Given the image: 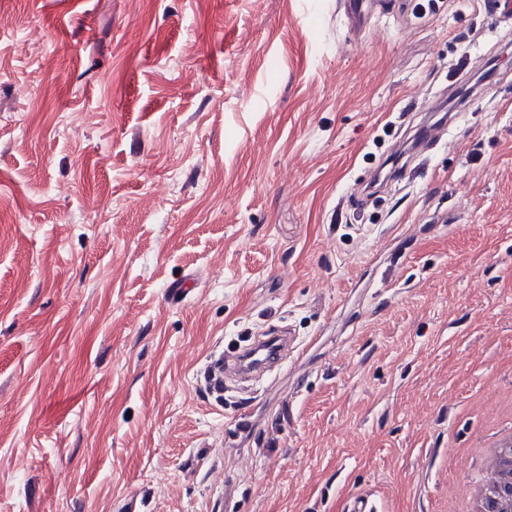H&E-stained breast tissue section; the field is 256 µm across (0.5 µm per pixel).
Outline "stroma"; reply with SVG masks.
Returning <instances> with one entry per match:
<instances>
[{
  "label": "stroma",
  "mask_w": 512,
  "mask_h": 512,
  "mask_svg": "<svg viewBox=\"0 0 512 512\" xmlns=\"http://www.w3.org/2000/svg\"><path fill=\"white\" fill-rule=\"evenodd\" d=\"M391 2L0 0V512H465L512 428V20ZM339 3L353 32L356 34L362 31L371 10V2L368 0H341ZM267 333H271V336L264 340L261 336H256L253 345L224 353L214 361V365H218V369L225 378L248 376L270 369L295 351L296 342L290 332L288 334L281 331ZM267 342H270L273 347L263 344ZM247 360H252L249 368L245 366Z\"/></svg>",
  "instance_id": "stroma-1"
}]
</instances>
